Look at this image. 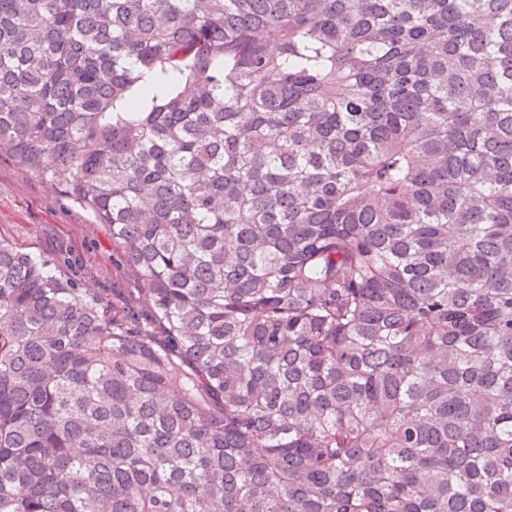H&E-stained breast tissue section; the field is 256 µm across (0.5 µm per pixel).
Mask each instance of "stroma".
<instances>
[{
	"label": "stroma",
	"instance_id": "stroma-1",
	"mask_svg": "<svg viewBox=\"0 0 512 512\" xmlns=\"http://www.w3.org/2000/svg\"><path fill=\"white\" fill-rule=\"evenodd\" d=\"M0 237L43 259L68 261L81 287L117 299L135 285L105 225L59 189L0 155Z\"/></svg>",
	"mask_w": 512,
	"mask_h": 512
}]
</instances>
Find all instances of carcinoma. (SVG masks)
<instances>
[{
  "instance_id": "cac0c4a2",
  "label": "carcinoma",
  "mask_w": 512,
  "mask_h": 512,
  "mask_svg": "<svg viewBox=\"0 0 512 512\" xmlns=\"http://www.w3.org/2000/svg\"><path fill=\"white\" fill-rule=\"evenodd\" d=\"M0 153V512H512V0H0ZM0 236L45 260L68 261L81 288L110 302L138 288L105 225L94 224L86 209L6 154L0 155Z\"/></svg>"
}]
</instances>
